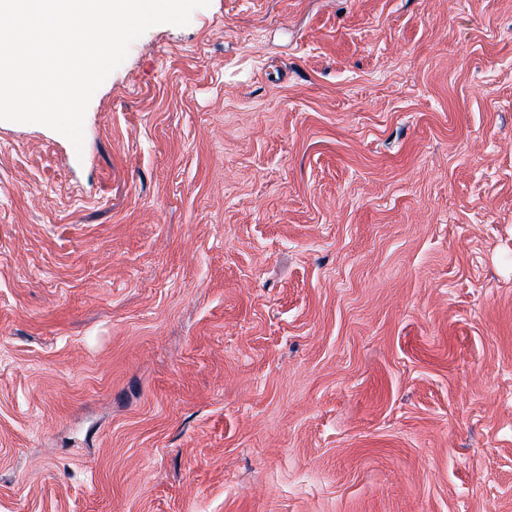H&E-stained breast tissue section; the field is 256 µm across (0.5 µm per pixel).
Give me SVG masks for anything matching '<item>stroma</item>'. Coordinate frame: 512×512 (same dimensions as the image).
Returning <instances> with one entry per match:
<instances>
[{"mask_svg": "<svg viewBox=\"0 0 512 512\" xmlns=\"http://www.w3.org/2000/svg\"><path fill=\"white\" fill-rule=\"evenodd\" d=\"M0 120V512H512V0H210Z\"/></svg>", "mask_w": 512, "mask_h": 512, "instance_id": "1", "label": "stroma"}]
</instances>
